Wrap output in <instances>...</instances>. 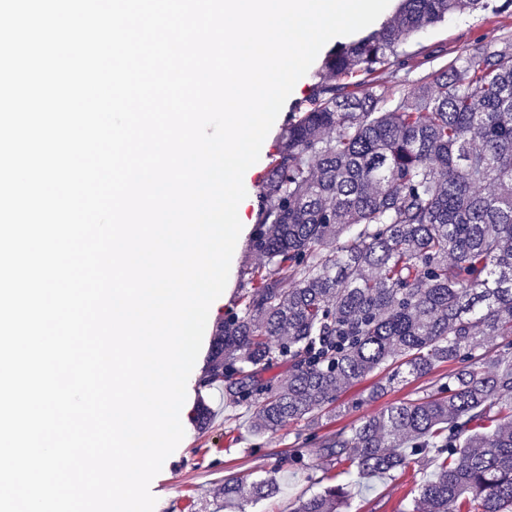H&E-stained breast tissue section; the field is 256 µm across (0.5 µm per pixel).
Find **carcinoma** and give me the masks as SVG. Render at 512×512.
I'll use <instances>...</instances> for the list:
<instances>
[{
	"mask_svg": "<svg viewBox=\"0 0 512 512\" xmlns=\"http://www.w3.org/2000/svg\"><path fill=\"white\" fill-rule=\"evenodd\" d=\"M490 8L401 0L391 21L336 45L269 164L251 238L264 264L243 269L241 312L204 384H224L257 433L275 434L379 371L369 399L459 363L437 391L325 436L348 480L292 512H343L353 482L416 458L435 473L404 512H512V35L417 80L440 51L407 50L423 28ZM278 361L288 378H263ZM278 491L274 477L224 478L229 506Z\"/></svg>",
	"mask_w": 512,
	"mask_h": 512,
	"instance_id": "carcinoma-1",
	"label": "carcinoma"
}]
</instances>
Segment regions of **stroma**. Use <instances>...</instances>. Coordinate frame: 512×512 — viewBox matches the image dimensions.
<instances>
[{"mask_svg": "<svg viewBox=\"0 0 512 512\" xmlns=\"http://www.w3.org/2000/svg\"><path fill=\"white\" fill-rule=\"evenodd\" d=\"M504 31L512 32V9L498 15L456 13L438 25L419 31L409 47L413 50L434 47L443 50L450 59L473 40ZM320 70V62H313L308 73L297 81L263 142L259 160L249 170L247 196L240 214L242 231L233 257L236 272L210 308L202 348L190 374L180 414L185 435L150 484V491L157 499L154 512H225L222 491L225 477L235 476L249 483L271 475L276 477L280 492L256 502H244L242 512H291L292 504L299 497L320 492L338 481V467L333 466L319 447L322 436L351 426L389 404L413 397L451 370L450 365H442L433 375L392 385L382 397L366 402L361 399L364 385H355L337 401L335 412L323 415L318 423L292 422L273 436L255 434L249 410L233 403L222 385L199 384L219 330L237 309L243 291L239 271L245 265L259 262L250 239L255 229L259 191L281 130L295 104L307 96ZM202 407L210 413L209 424L204 428L196 420ZM430 471L428 462L422 460L390 475L361 482L352 487L346 512H401L412 491ZM174 479L179 480V488H171Z\"/></svg>", "mask_w": 512, "mask_h": 512, "instance_id": "35a3bbf8", "label": "stroma"}]
</instances>
